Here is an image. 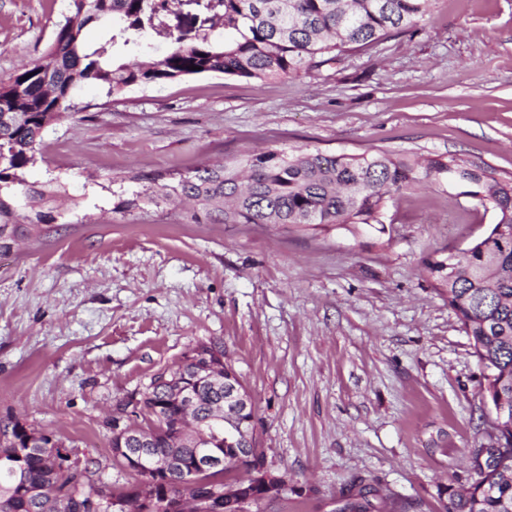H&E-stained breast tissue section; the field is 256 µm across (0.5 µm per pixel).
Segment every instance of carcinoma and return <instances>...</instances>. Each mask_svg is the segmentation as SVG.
<instances>
[{
    "label": "carcinoma",
    "mask_w": 512,
    "mask_h": 512,
    "mask_svg": "<svg viewBox=\"0 0 512 512\" xmlns=\"http://www.w3.org/2000/svg\"><path fill=\"white\" fill-rule=\"evenodd\" d=\"M195 12L173 10L171 0H68V14L56 25L41 58L6 81L0 80V230L8 225L50 224L53 203L65 185L26 180L37 163L44 129L64 114L79 111L75 92L96 85L109 96L132 86L173 81L190 75L221 73L263 81L299 77L336 56L366 49L417 24L434 0H176ZM108 28L109 37L90 46L84 30ZM148 37L167 48L157 60L125 61L130 47ZM196 69L191 70L189 66ZM21 112L13 123L6 112ZM456 173L474 209L492 210L498 221L457 255L443 249L425 271L447 295L459 315L474 354L484 370L480 394L494 407L512 408V174L466 157L412 159L377 150L361 155H326L297 150L248 155L204 167L177 184H161L150 201L184 196L206 214L218 212L226 224H288L301 229L385 232L387 204L422 183L443 182ZM162 388L149 385L139 413L154 421ZM224 390L197 392V417L206 418ZM179 409L163 410L162 434L153 445L160 455L179 453L185 468L160 477L173 493L190 502L189 512H212L211 488L239 482L233 470L213 472L207 482L189 478L192 455L173 438ZM19 423L0 424V512H87L92 495L102 512L125 491L105 493L91 484L95 472L54 471L46 457L52 449L17 453ZM477 479L463 493L449 494L446 512H512V423H504L495 444L470 457ZM373 489L362 487L344 497L343 512H371Z\"/></svg>",
    "instance_id": "cac0c4a2"
}]
</instances>
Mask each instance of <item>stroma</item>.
I'll return each mask as SVG.
<instances>
[{
	"instance_id": "obj_1",
	"label": "stroma",
	"mask_w": 512,
	"mask_h": 512,
	"mask_svg": "<svg viewBox=\"0 0 512 512\" xmlns=\"http://www.w3.org/2000/svg\"><path fill=\"white\" fill-rule=\"evenodd\" d=\"M68 0H0V79L38 60ZM81 112L43 132L28 182L60 178L59 216L0 238V421L118 466L110 421L163 370L216 344L255 400L265 467L288 499L264 512H444L469 453L491 444L483 370L456 312L426 279L491 211L429 184L389 202L385 233L295 231L194 217L142 196L247 153L465 152L512 172V0H435L409 31L299 78L221 74L85 86Z\"/></svg>"
}]
</instances>
